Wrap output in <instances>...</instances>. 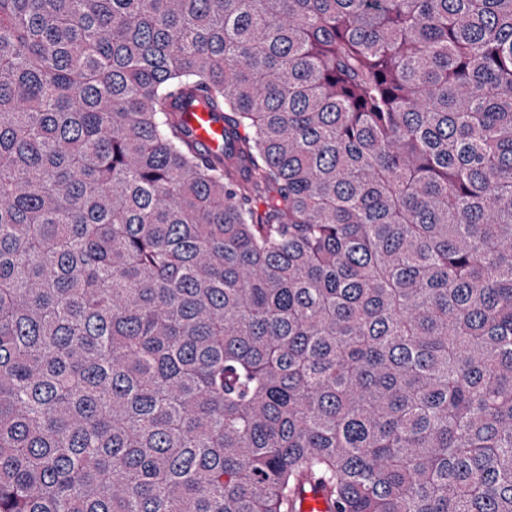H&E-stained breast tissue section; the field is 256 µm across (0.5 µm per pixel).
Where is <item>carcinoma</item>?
<instances>
[{"instance_id":"carcinoma-1","label":"carcinoma","mask_w":512,"mask_h":512,"mask_svg":"<svg viewBox=\"0 0 512 512\" xmlns=\"http://www.w3.org/2000/svg\"><path fill=\"white\" fill-rule=\"evenodd\" d=\"M312 486L512 512V0H0V512ZM185 120L203 149L213 153L224 150V123L215 120L212 112L201 104L193 105L185 112Z\"/></svg>"}]
</instances>
